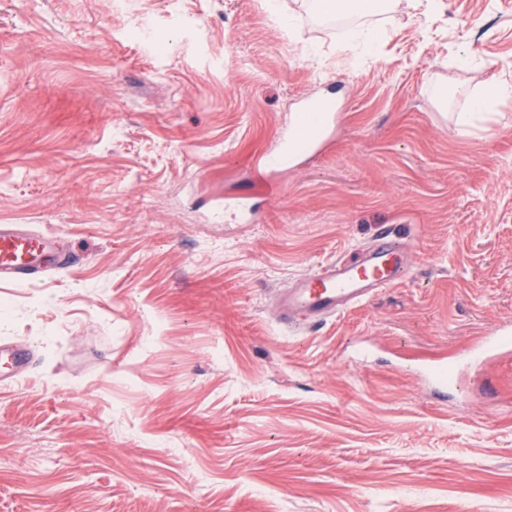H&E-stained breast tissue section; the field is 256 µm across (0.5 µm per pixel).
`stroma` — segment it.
Wrapping results in <instances>:
<instances>
[{
	"label": "stroma",
	"mask_w": 512,
	"mask_h": 512,
	"mask_svg": "<svg viewBox=\"0 0 512 512\" xmlns=\"http://www.w3.org/2000/svg\"><path fill=\"white\" fill-rule=\"evenodd\" d=\"M495 81L512 0H0V224L73 259L0 283V512H512V357L415 372L512 321V98L467 134L434 96ZM324 92V148L262 167ZM382 227L398 285L278 324ZM319 8L326 14H358L364 10L366 4H372L374 7L381 2L397 1H374V0H319L316 1Z\"/></svg>",
	"instance_id": "stroma-1"
}]
</instances>
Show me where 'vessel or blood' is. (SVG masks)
Listing matches in <instances>:
<instances>
[{
    "label": "vessel or blood",
    "mask_w": 512,
    "mask_h": 512,
    "mask_svg": "<svg viewBox=\"0 0 512 512\" xmlns=\"http://www.w3.org/2000/svg\"><path fill=\"white\" fill-rule=\"evenodd\" d=\"M401 255V249L388 235H379L369 259L332 263L310 276L304 286L282 292L278 299L279 323L290 325L301 312L320 322L350 304L367 300L372 287L394 284L402 267ZM64 260L52 236L33 234L21 224H0L1 282L37 279ZM511 350L512 324L505 323L494 334L471 342L464 351V361L477 368Z\"/></svg>",
    "instance_id": "obj_1"
}]
</instances>
